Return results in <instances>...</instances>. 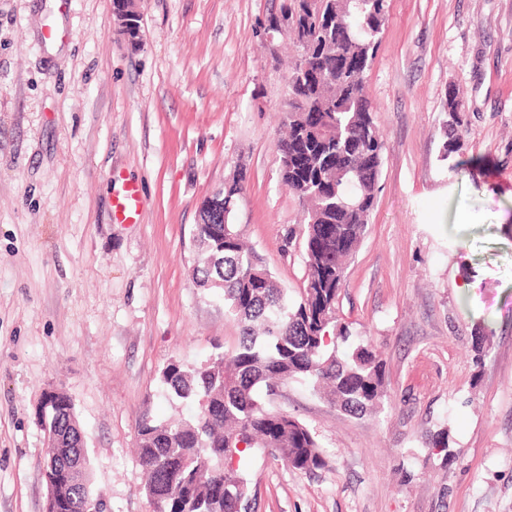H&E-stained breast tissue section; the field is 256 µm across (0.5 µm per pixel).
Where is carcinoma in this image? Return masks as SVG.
<instances>
[{"label":"carcinoma","mask_w":512,"mask_h":512,"mask_svg":"<svg viewBox=\"0 0 512 512\" xmlns=\"http://www.w3.org/2000/svg\"><path fill=\"white\" fill-rule=\"evenodd\" d=\"M388 10L389 0H325L322 9L298 15L306 44L297 46L288 76V134L276 144L282 179L307 203L306 278L298 295L288 294L246 244L230 223L233 210H224V225L211 217L194 227V281L222 293L241 331L231 349L206 364L171 359L161 371L172 395L201 410L186 420L138 423V458L155 512H238L249 500L248 480L224 462L256 449L300 473L326 467L315 434L261 399L291 380L357 419L382 404L384 362L370 345L350 341L338 298L378 192L384 142L365 74ZM245 181L240 173L224 186V203L236 201ZM56 424L64 437L80 440L72 401L57 407ZM427 445L448 460V430L430 434ZM83 463L85 477L70 489L64 512H94L101 503L86 453Z\"/></svg>","instance_id":"cac0c4a2"}]
</instances>
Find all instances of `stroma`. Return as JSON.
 I'll list each match as a JSON object with an SVG mask.
<instances>
[{"label":"stroma","instance_id":"35a3bbf8","mask_svg":"<svg viewBox=\"0 0 512 512\" xmlns=\"http://www.w3.org/2000/svg\"><path fill=\"white\" fill-rule=\"evenodd\" d=\"M50 2L0 0V512L45 508L52 388L108 512H154L137 424L199 411L161 370L240 331L192 276L200 206L238 168L232 223L290 294L303 285L304 213L275 149L295 51L266 28L281 0H134L136 49L112 0ZM366 85L385 148L339 315L381 353L386 397L357 419L282 386L273 407L329 464L254 451L255 512H512V0H390ZM452 88L464 111H446ZM130 186L143 205L126 221L113 204ZM442 427L446 465L423 444ZM62 393H64V392H62L60 390H56V389L48 390L45 393L42 404H41V409H40L41 425L45 432L47 442H48V444H50V447H52V448H49L47 463L50 460H56L55 448H58V444H59V435L54 426L53 421H49L48 410L51 409L52 405L59 403V396ZM56 424L61 430L64 438H70L74 442L80 440V425L70 399L57 407Z\"/></svg>","mask_w":512,"mask_h":512}]
</instances>
